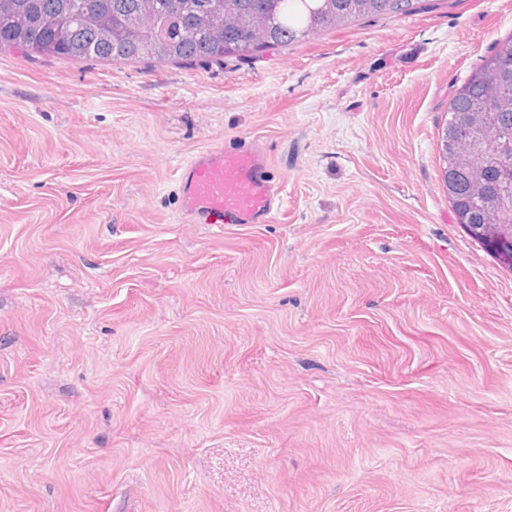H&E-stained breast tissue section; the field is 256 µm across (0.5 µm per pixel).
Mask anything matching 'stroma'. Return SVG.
<instances>
[{
    "mask_svg": "<svg viewBox=\"0 0 512 512\" xmlns=\"http://www.w3.org/2000/svg\"><path fill=\"white\" fill-rule=\"evenodd\" d=\"M512 0L221 64L0 50V512H512V257L439 132ZM258 141L265 224L181 212Z\"/></svg>",
    "mask_w": 512,
    "mask_h": 512,
    "instance_id": "1",
    "label": "stroma"
}]
</instances>
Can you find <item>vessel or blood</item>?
<instances>
[{
  "instance_id": "1",
  "label": "vessel or blood",
  "mask_w": 512,
  "mask_h": 512,
  "mask_svg": "<svg viewBox=\"0 0 512 512\" xmlns=\"http://www.w3.org/2000/svg\"><path fill=\"white\" fill-rule=\"evenodd\" d=\"M182 208L206 224H264L276 213L279 189L257 144L206 150L183 168Z\"/></svg>"
}]
</instances>
